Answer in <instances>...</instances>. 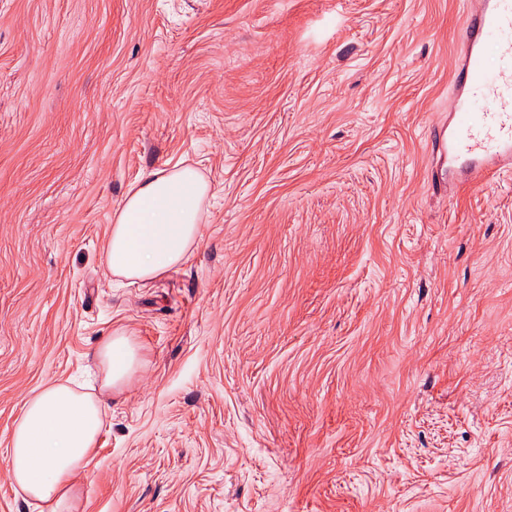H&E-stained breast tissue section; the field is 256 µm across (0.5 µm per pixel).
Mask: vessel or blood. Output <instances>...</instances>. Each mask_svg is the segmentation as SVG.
<instances>
[{
	"label": "vessel or blood",
	"mask_w": 512,
	"mask_h": 512,
	"mask_svg": "<svg viewBox=\"0 0 512 512\" xmlns=\"http://www.w3.org/2000/svg\"><path fill=\"white\" fill-rule=\"evenodd\" d=\"M461 29L448 117L432 140V181L447 192L455 175L472 183L512 168V0H467Z\"/></svg>",
	"instance_id": "b4317fda"
}]
</instances>
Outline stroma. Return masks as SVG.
I'll return each mask as SVG.
<instances>
[{
	"mask_svg": "<svg viewBox=\"0 0 512 512\" xmlns=\"http://www.w3.org/2000/svg\"><path fill=\"white\" fill-rule=\"evenodd\" d=\"M465 0H0V512L51 380L113 394L72 512H512V172L427 176ZM185 265L102 257L145 172ZM209 184L194 168L150 171L132 187L110 225L103 263L129 285L183 264L202 237ZM95 358L103 374L101 393L112 397L119 393L141 365L140 351L131 337L115 333L108 336L96 349Z\"/></svg>",
	"mask_w": 512,
	"mask_h": 512,
	"instance_id": "stroma-1",
	"label": "stroma"
}]
</instances>
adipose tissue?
Here are the masks:
<instances>
[{"label":"adipose tissue","instance_id":"adipose-tissue-1","mask_svg":"<svg viewBox=\"0 0 512 512\" xmlns=\"http://www.w3.org/2000/svg\"><path fill=\"white\" fill-rule=\"evenodd\" d=\"M209 185L194 168L144 174L110 226L103 263L128 284L155 280L183 264L202 237ZM101 391L52 380L28 396L10 443V479L37 512H70L75 477L91 463L103 427L105 395L123 390L141 365L131 337L116 333L96 349Z\"/></svg>","mask_w":512,"mask_h":512}]
</instances>
